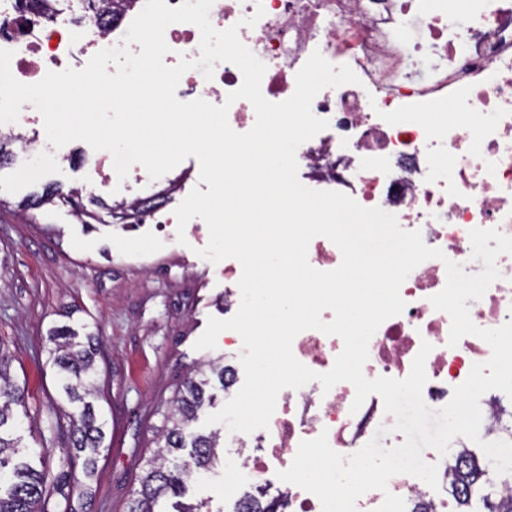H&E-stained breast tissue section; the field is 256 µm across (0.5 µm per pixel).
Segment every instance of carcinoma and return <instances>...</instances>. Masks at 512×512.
Returning a JSON list of instances; mask_svg holds the SVG:
<instances>
[{
    "mask_svg": "<svg viewBox=\"0 0 512 512\" xmlns=\"http://www.w3.org/2000/svg\"><path fill=\"white\" fill-rule=\"evenodd\" d=\"M81 8L109 15L121 9L127 0H79ZM76 333L58 330L52 334L55 345L53 364L59 370L61 389L71 404H80L78 417L72 418V448L74 455L61 461V479H76L73 458L82 459L84 474L91 473L104 443L105 431L92 405L85 396L95 389L96 368L88 347L94 337H87V347L78 348L72 342ZM11 355L0 344V512H47L48 472L35 470L20 460L21 438L13 436L12 406L25 405V390L10 376ZM209 378L198 371L184 380L172 398L173 409L158 434V450L148 460V469L141 478L138 496L127 512H157L160 499L182 493L187 480L200 471L212 472L217 464L218 436L196 434L187 436L186 429L196 419L205 403V387ZM452 483L460 487V512H512V473L499 475L494 465L483 462L463 449L454 463ZM286 501L265 502L248 497L243 512H281Z\"/></svg>",
    "mask_w": 512,
    "mask_h": 512,
    "instance_id": "cac0c4a2",
    "label": "carcinoma"
}]
</instances>
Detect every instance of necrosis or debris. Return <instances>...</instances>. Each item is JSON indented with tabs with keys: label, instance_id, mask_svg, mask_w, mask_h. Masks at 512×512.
I'll return each instance as SVG.
<instances>
[{
	"label": "necrosis or debris",
	"instance_id": "4bbe7bcc",
	"mask_svg": "<svg viewBox=\"0 0 512 512\" xmlns=\"http://www.w3.org/2000/svg\"><path fill=\"white\" fill-rule=\"evenodd\" d=\"M259 5L264 16L246 26ZM143 7L137 0L118 22H95L89 33L65 15L46 19L39 0L27 7L0 0V49L13 53L14 78L34 84L47 72L82 68L98 51L121 45ZM210 20L216 28L238 26L240 40L266 64L261 91L269 101L293 94L297 72L316 50L357 75V83L315 97L312 111L329 126L298 148V171L310 189L341 192L392 213L402 229L420 231L427 246L443 252L402 284L405 309L370 339L363 373L405 378L422 342H429L422 398L445 406L491 348L473 335L449 346L451 318L430 302L446 284L444 262L481 272L483 262L471 258V231L512 236V0H214ZM200 40L196 26L170 25L165 64L198 58ZM241 83L236 66L219 63L209 80L201 71L185 72L176 96L220 105ZM156 198L149 190L117 209L125 223L150 222L161 232L175 219L161 212ZM496 266L500 279L467 302L472 321L484 329L512 321V254L499 255ZM342 348L339 337L314 329L292 343L295 358L318 373L332 368ZM354 397L347 382L327 391L316 381L283 389L268 428L225 433L226 474L273 485L300 442L323 433L337 453H355L394 418L379 395L356 411ZM388 492L403 499L405 512H457L456 501L406 474L393 476L387 491L363 494L357 512H376Z\"/></svg>",
	"mask_w": 512,
	"mask_h": 512
}]
</instances>
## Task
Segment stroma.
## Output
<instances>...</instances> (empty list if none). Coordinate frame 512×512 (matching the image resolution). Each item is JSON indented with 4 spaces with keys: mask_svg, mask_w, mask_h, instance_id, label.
<instances>
[{
    "mask_svg": "<svg viewBox=\"0 0 512 512\" xmlns=\"http://www.w3.org/2000/svg\"><path fill=\"white\" fill-rule=\"evenodd\" d=\"M14 136L11 165L0 169V343L12 356L14 382L26 411L18 435L25 459L51 472L71 453L70 405L51 362L49 334L68 326L95 334L97 390L90 395L105 439L93 475L52 489L48 512H127L139 488L157 431L187 374L211 361H233L224 345L195 349L209 318L228 319L224 266L198 256L208 229L186 230L185 243L165 240L154 225L124 228L113 203L137 191L95 172L98 157L74 141L50 155L25 151L38 133L4 124ZM59 194L28 210L20 203L46 186ZM250 484L196 475L185 502L220 512L225 496L252 492Z\"/></svg>",
    "mask_w": 512,
    "mask_h": 512,
    "instance_id": "35a3bbf8",
    "label": "stroma"
}]
</instances>
